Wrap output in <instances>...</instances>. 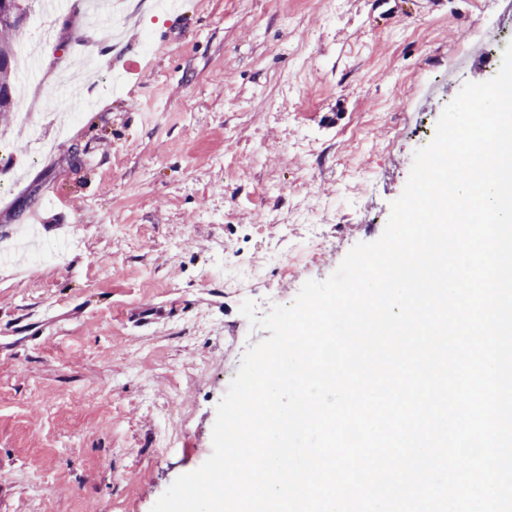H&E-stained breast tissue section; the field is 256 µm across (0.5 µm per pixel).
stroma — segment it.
<instances>
[{"instance_id":"obj_1","label":"stroma","mask_w":512,"mask_h":512,"mask_svg":"<svg viewBox=\"0 0 512 512\" xmlns=\"http://www.w3.org/2000/svg\"><path fill=\"white\" fill-rule=\"evenodd\" d=\"M77 11L0 121V512H151L211 455L250 345L377 240L494 0H131ZM96 30V41L84 34ZM89 106L57 136L60 70ZM50 139L47 157L22 151ZM38 245L27 216L47 190ZM35 335L21 338L15 324Z\"/></svg>"}]
</instances>
